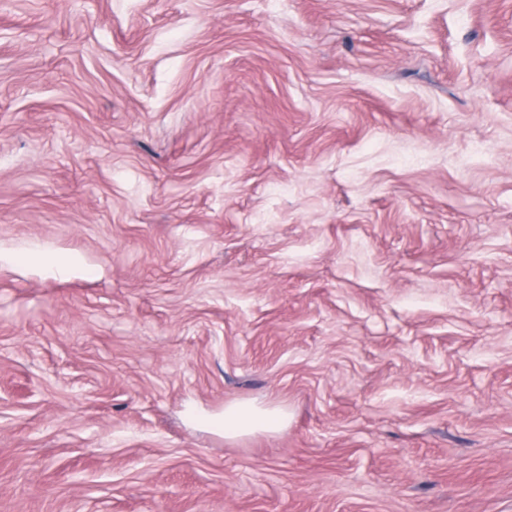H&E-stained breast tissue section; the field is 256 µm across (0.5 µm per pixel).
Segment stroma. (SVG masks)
Here are the masks:
<instances>
[{"label":"stroma","instance_id":"stroma-1","mask_svg":"<svg viewBox=\"0 0 512 512\" xmlns=\"http://www.w3.org/2000/svg\"><path fill=\"white\" fill-rule=\"evenodd\" d=\"M0 512H512V0H0ZM286 419V413L279 408L250 403L232 404L224 408V432L243 434L276 431L284 425Z\"/></svg>","mask_w":512,"mask_h":512}]
</instances>
